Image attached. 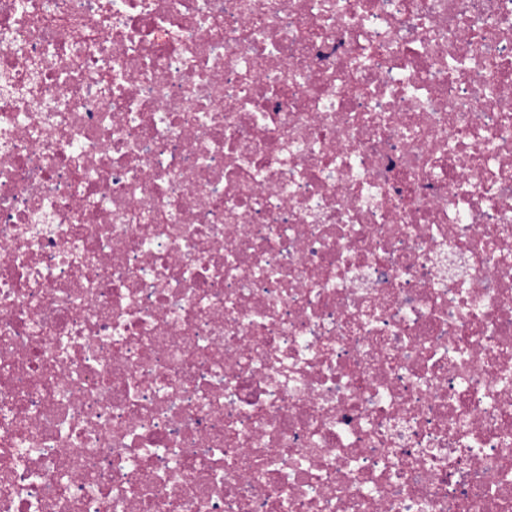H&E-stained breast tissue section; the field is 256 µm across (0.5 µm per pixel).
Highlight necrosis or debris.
<instances>
[{"mask_svg":"<svg viewBox=\"0 0 512 512\" xmlns=\"http://www.w3.org/2000/svg\"><path fill=\"white\" fill-rule=\"evenodd\" d=\"M0 512H512V0H0Z\"/></svg>","mask_w":512,"mask_h":512,"instance_id":"obj_1","label":"necrosis or debris"}]
</instances>
